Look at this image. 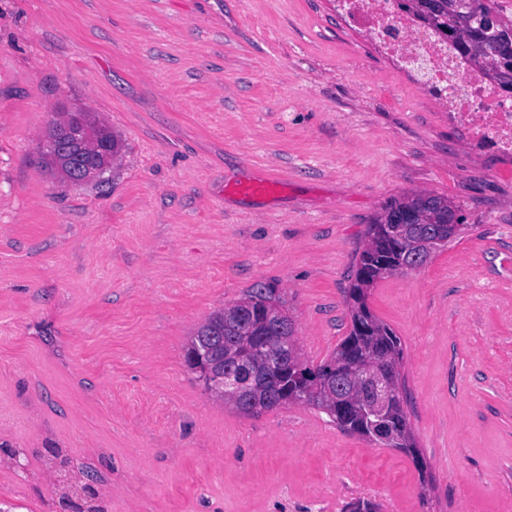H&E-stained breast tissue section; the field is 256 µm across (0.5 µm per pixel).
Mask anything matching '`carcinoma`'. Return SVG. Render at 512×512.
Instances as JSON below:
<instances>
[{"instance_id":"obj_1","label":"carcinoma","mask_w":512,"mask_h":512,"mask_svg":"<svg viewBox=\"0 0 512 512\" xmlns=\"http://www.w3.org/2000/svg\"><path fill=\"white\" fill-rule=\"evenodd\" d=\"M480 15L474 17L463 0H400V8L431 25L451 39L454 47L487 72H492L504 91L512 92V20L501 15L496 0H474ZM456 221L453 226L448 222ZM468 225L462 217H448V198L415 193L394 197L367 226V242L359 253L355 274L348 289L350 331L333 352L316 365L301 359L296 347L295 329L274 338L265 322L267 308L281 307V301L268 288L246 296L213 313L194 332L186 351L210 346V363L216 373L222 364L248 366L253 371L269 368V361L280 362L277 390L272 394L256 383L239 386L238 410L249 413L253 403L274 409L286 404H304L328 415L343 432L366 441L395 448L419 459L416 439L406 410L405 384L401 372L403 346L394 330L378 319L367 304L368 292L381 279L412 269L411 254L418 245L442 231L446 243L429 257L462 238ZM388 367L384 381L375 385L358 382L356 372L363 366ZM331 373L332 393L316 392L315 379ZM380 403L390 432L385 440L375 437L370 419L359 407Z\"/></svg>"}]
</instances>
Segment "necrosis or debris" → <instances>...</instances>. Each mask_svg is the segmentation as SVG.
Listing matches in <instances>:
<instances>
[{
    "label": "necrosis or debris",
    "mask_w": 512,
    "mask_h": 512,
    "mask_svg": "<svg viewBox=\"0 0 512 512\" xmlns=\"http://www.w3.org/2000/svg\"><path fill=\"white\" fill-rule=\"evenodd\" d=\"M343 6L385 59L417 73L468 145L512 159V97L495 80L471 68L446 37L402 12L398 0H344Z\"/></svg>",
    "instance_id": "necrosis-or-debris-1"
}]
</instances>
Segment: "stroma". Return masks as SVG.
<instances>
[{
	"mask_svg": "<svg viewBox=\"0 0 512 512\" xmlns=\"http://www.w3.org/2000/svg\"><path fill=\"white\" fill-rule=\"evenodd\" d=\"M89 111L120 141L69 183L39 139ZM270 176L272 194L242 183ZM447 197L466 235L380 280L426 463L308 406L254 416L185 362L273 289L306 359L349 332L367 224ZM503 512L512 500V162L474 153L336 0H0V512Z\"/></svg>",
	"mask_w": 512,
	"mask_h": 512,
	"instance_id": "1",
	"label": "stroma"
}]
</instances>
